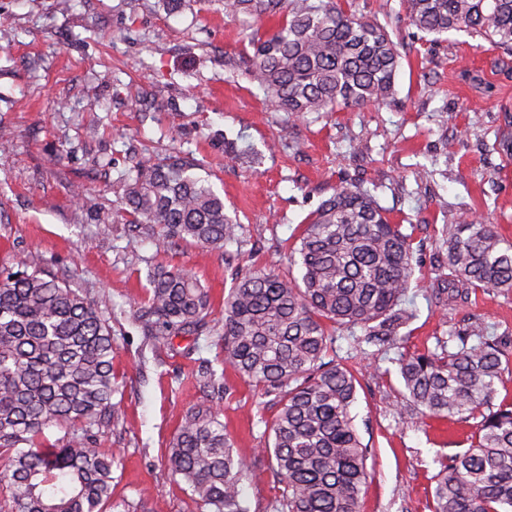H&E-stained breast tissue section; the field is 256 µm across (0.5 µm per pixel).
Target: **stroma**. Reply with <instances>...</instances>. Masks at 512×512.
Segmentation results:
<instances>
[{
    "instance_id": "stroma-1",
    "label": "stroma",
    "mask_w": 512,
    "mask_h": 512,
    "mask_svg": "<svg viewBox=\"0 0 512 512\" xmlns=\"http://www.w3.org/2000/svg\"><path fill=\"white\" fill-rule=\"evenodd\" d=\"M354 6L399 47L392 98L294 121L245 71H225V55L249 45L213 2L169 12L137 0H69L64 10L56 0H0V130L12 141L0 156V263L36 254L72 287L108 298L119 422L95 446L121 458L112 472L119 512H201L171 478L168 456L185 414L205 397L195 359L181 353L186 340L155 352L131 316L148 269L185 268L208 288L215 332L194 345L196 358H215L235 270L273 265L297 275L288 253L341 185L368 189L415 257L406 301L417 317L404 340L380 351L361 329L336 331V360L357 378L356 424L370 448L360 512H428L440 457L467 448L477 430L474 418L408 416L399 358L440 350L458 328L487 331L507 342L497 396L512 398V292L479 289L464 308L433 298L448 275L445 225L482 217L512 244V55L463 31L431 38L396 20L399 0ZM175 153L199 162L240 224L239 242L220 252L167 249L129 237L114 219L135 160ZM216 406L235 453L255 463L244 485L251 512H270L280 489L257 450L276 396L228 367Z\"/></svg>"
}]
</instances>
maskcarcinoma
<instances>
[{
	"label": "carcinoma",
	"instance_id": "1",
	"mask_svg": "<svg viewBox=\"0 0 512 512\" xmlns=\"http://www.w3.org/2000/svg\"><path fill=\"white\" fill-rule=\"evenodd\" d=\"M405 19L425 34L464 29L512 54V0H401ZM224 16L249 32L250 79L293 119L339 106L359 108L393 95L400 51L376 22L338 0H222ZM266 18L276 19L260 33ZM198 164L143 156L124 178L131 237L164 246L215 250L238 240L239 225ZM448 291H512V245L485 221L443 229ZM290 251L300 279L269 268L236 274L224 296L220 351L198 359L194 380L224 394V374L273 393L280 408L270 458L282 486L273 512H360L369 449L353 407L357 380L326 360L336 326H359L383 346L417 316L404 306L414 273L412 243L369 191L348 185L322 202ZM132 317L157 350L211 333L209 291L186 269L153 268ZM105 295L81 291L37 257L0 265V486L15 512H112L119 458L92 447L118 417L112 363L116 346L103 315ZM451 350L398 360L404 395L421 416L481 417L467 449L442 464L430 512H512V402L494 403L504 371L496 336L456 332ZM64 428L54 443L44 429ZM169 468L202 512H250L243 481L254 463L234 454L219 412L194 405L170 443Z\"/></svg>",
	"mask_w": 512,
	"mask_h": 512
}]
</instances>
